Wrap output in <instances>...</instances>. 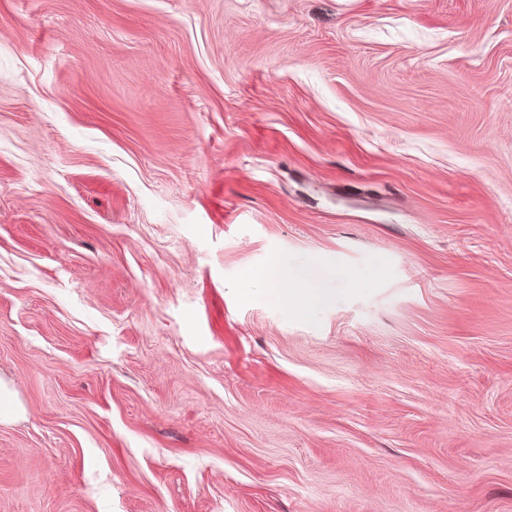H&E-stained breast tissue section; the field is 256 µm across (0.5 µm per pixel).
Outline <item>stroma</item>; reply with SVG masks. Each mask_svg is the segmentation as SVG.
<instances>
[{
	"label": "stroma",
	"mask_w": 512,
	"mask_h": 512,
	"mask_svg": "<svg viewBox=\"0 0 512 512\" xmlns=\"http://www.w3.org/2000/svg\"><path fill=\"white\" fill-rule=\"evenodd\" d=\"M0 380V512H512V0H0ZM328 275L340 277L341 272L337 269L322 267L311 275H303L290 272L288 268L277 262H270L258 271H246L243 275V282L251 284L261 283L268 297L273 300L286 316H299L306 310L304 299L296 291L298 288H286L288 281H303L308 277L318 278Z\"/></svg>",
	"instance_id": "stroma-1"
}]
</instances>
